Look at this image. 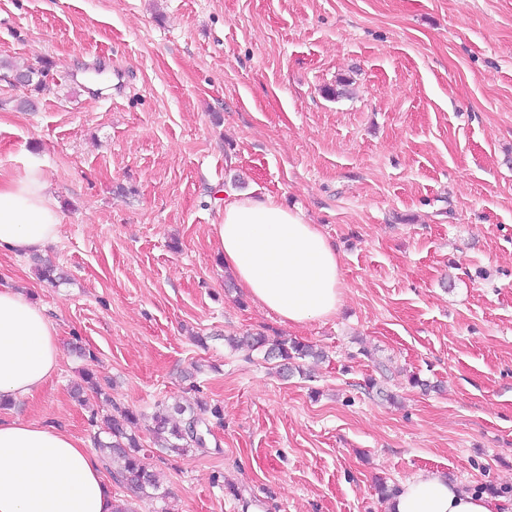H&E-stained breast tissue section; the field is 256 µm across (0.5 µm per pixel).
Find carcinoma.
I'll return each mask as SVG.
<instances>
[{"label":"carcinoma","mask_w":512,"mask_h":512,"mask_svg":"<svg viewBox=\"0 0 512 512\" xmlns=\"http://www.w3.org/2000/svg\"><path fill=\"white\" fill-rule=\"evenodd\" d=\"M228 343L234 349L247 347L262 349L269 359H281L288 364L298 360L321 359L323 351L314 345L296 340L269 339L262 334L230 337ZM112 414L104 417L105 433L110 441L96 439L97 446L105 452L104 458L112 465L110 473L118 481L128 484L144 496L160 488L156 472L145 462V453L136 435L128 432L127 426L137 420L134 411L111 405ZM221 418V407L203 402L197 406L175 404L154 415L152 433L158 445L172 453H181L190 448L204 446L203 426L206 416Z\"/></svg>","instance_id":"carcinoma-1"}]
</instances>
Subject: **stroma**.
<instances>
[{"instance_id": "obj_1", "label": "stroma", "mask_w": 512, "mask_h": 512, "mask_svg": "<svg viewBox=\"0 0 512 512\" xmlns=\"http://www.w3.org/2000/svg\"><path fill=\"white\" fill-rule=\"evenodd\" d=\"M0 60L46 73L0 79V173L40 161L62 216L59 283L0 255L61 349L12 417L90 449L93 413L135 411L161 481L113 483L137 512H387L376 480L422 471L512 501V0H0ZM230 189L319 225L336 316L228 288ZM245 332L327 357L282 374ZM199 401L205 447H155L159 407Z\"/></svg>"}]
</instances>
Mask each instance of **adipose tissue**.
Instances as JSON below:
<instances>
[{"instance_id": "ef3b65f1", "label": "adipose tissue", "mask_w": 512, "mask_h": 512, "mask_svg": "<svg viewBox=\"0 0 512 512\" xmlns=\"http://www.w3.org/2000/svg\"><path fill=\"white\" fill-rule=\"evenodd\" d=\"M62 217L40 164L0 178V254L32 255L58 239ZM213 236L239 288L285 323L335 315L342 272L317 225L271 197L232 193ZM57 330L42 306L0 288V403L35 397L56 373ZM112 486L82 442L52 423L0 415V512H113ZM388 512H505L504 500L435 472L403 480Z\"/></svg>"}]
</instances>
